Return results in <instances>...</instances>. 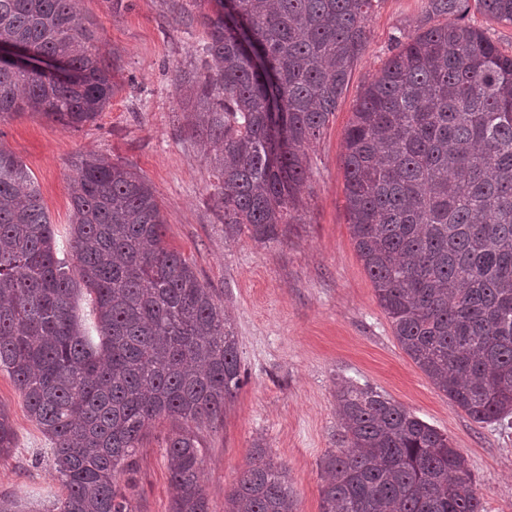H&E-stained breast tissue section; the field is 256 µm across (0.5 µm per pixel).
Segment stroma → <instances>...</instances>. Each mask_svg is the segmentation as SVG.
Masks as SVG:
<instances>
[{"label":"stroma","instance_id":"stroma-1","mask_svg":"<svg viewBox=\"0 0 512 512\" xmlns=\"http://www.w3.org/2000/svg\"><path fill=\"white\" fill-rule=\"evenodd\" d=\"M76 3L97 22L101 52L118 57L110 105L75 132L27 113L0 121V145L34 174L65 258L71 255L72 161L92 153L143 175L161 204L167 242L229 311L243 384L223 425L198 430L210 512H224L225 496L257 444L285 465L299 512H321L320 461L336 446V389L347 378L376 388L448 435L467 459L485 512H512V429L473 422L404 353L357 255L345 208L344 130L395 37L417 28L421 0H381L371 13L367 47L310 150L295 217L280 240L267 243L245 230L225 234L210 139L177 85L178 74L197 66L206 38L194 0ZM0 406L15 431L14 453L0 460V495L47 512L63 493L50 442L4 370ZM172 433L162 418L141 442L131 493L135 512H168L165 442Z\"/></svg>","mask_w":512,"mask_h":512}]
</instances>
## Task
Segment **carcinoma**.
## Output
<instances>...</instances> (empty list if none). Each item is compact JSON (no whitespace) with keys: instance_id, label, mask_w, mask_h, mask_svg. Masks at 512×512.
<instances>
[{"instance_id":"cac0c4a2","label":"carcinoma","mask_w":512,"mask_h":512,"mask_svg":"<svg viewBox=\"0 0 512 512\" xmlns=\"http://www.w3.org/2000/svg\"><path fill=\"white\" fill-rule=\"evenodd\" d=\"M206 41L180 76L209 114L224 224L276 241L298 209L308 149L336 112L379 0H196ZM415 34L364 87L344 136L348 224L404 352L474 422L512 427V52L466 21L512 26V0H424ZM248 40L262 60L244 53ZM71 0H0V45L67 75L0 65V120L29 113L78 130L117 90L114 58ZM70 248L99 343L73 313L77 289L40 188L0 145V369L52 444L64 495L50 512H133L136 452L153 421L168 440L170 512H208L196 429L224 423L239 388L225 307L165 240L145 177L81 156L68 183ZM340 430L322 458L321 512H484L463 453L376 389L336 394ZM14 447L0 407V457ZM224 512H297L266 449Z\"/></svg>"}]
</instances>
